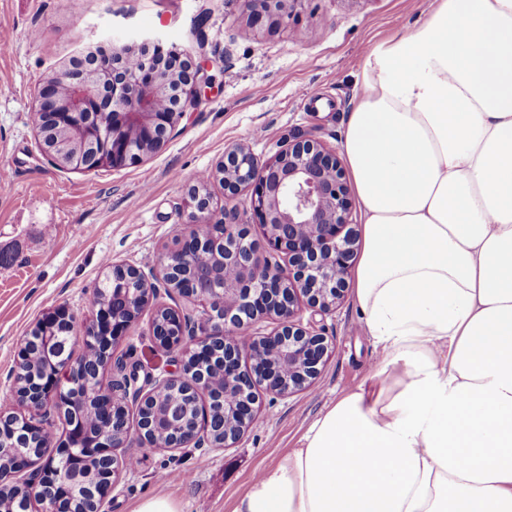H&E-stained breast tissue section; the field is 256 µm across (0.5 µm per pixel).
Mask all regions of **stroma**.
I'll list each match as a JSON object with an SVG mask.
<instances>
[{"mask_svg": "<svg viewBox=\"0 0 512 512\" xmlns=\"http://www.w3.org/2000/svg\"><path fill=\"white\" fill-rule=\"evenodd\" d=\"M432 0H303L281 27L244 36L238 0H0V393L9 391L18 350L43 314L59 305L84 332L109 262L160 273L188 222L187 191L225 149L247 144L265 162L299 134L340 150L361 91V65L376 42L421 23ZM157 35L204 63L211 84L164 147L126 167L74 172L43 153L34 124L44 80L85 45ZM333 352L315 387L262 410L236 447L145 448L105 498L102 512H132L154 495L177 512H233L263 468L279 463L336 398L363 383L384 354L365 336L353 294L335 311H304ZM144 312L117 345L139 367L138 387L177 371ZM171 471L188 473L170 481Z\"/></svg>", "mask_w": 512, "mask_h": 512, "instance_id": "obj_1", "label": "stroma"}]
</instances>
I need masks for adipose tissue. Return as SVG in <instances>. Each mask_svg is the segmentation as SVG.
Returning <instances> with one entry per match:
<instances>
[{"mask_svg":"<svg viewBox=\"0 0 512 512\" xmlns=\"http://www.w3.org/2000/svg\"><path fill=\"white\" fill-rule=\"evenodd\" d=\"M341 147L386 359L235 512H512V0L371 47Z\"/></svg>","mask_w":512,"mask_h":512,"instance_id":"adipose-tissue-1","label":"adipose tissue"}]
</instances>
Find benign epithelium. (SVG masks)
<instances>
[{"label":"benign epithelium","mask_w":512,"mask_h":512,"mask_svg":"<svg viewBox=\"0 0 512 512\" xmlns=\"http://www.w3.org/2000/svg\"><path fill=\"white\" fill-rule=\"evenodd\" d=\"M248 14L244 34L261 29L265 22L282 23L300 0H240ZM175 50L161 43L153 52L137 42L114 43L105 48L85 47L90 66L63 65L48 78L38 93L37 132L44 153L56 165L84 171L99 160L112 167L141 162L159 151L167 132L199 101L200 89L210 78L201 66H179L171 61ZM224 186V198H249L263 241L250 236L248 225L239 223L236 207L224 208V219L201 224L209 213L211 197L202 184L188 190L189 225L178 249L162 262V280L172 288L209 261L217 245L224 247V268L234 270L233 280L219 287L211 277L190 280L177 292L190 307L175 312L161 325L152 326L156 343L177 351L180 369L155 377L138 407L153 406L155 391L163 386H184L197 402L209 405L211 374L224 376V438L217 440L211 428L182 430L169 442L170 448L193 444L213 450L231 448L249 430L259 413L256 389L265 388L278 398H287L315 383L332 353L327 337L302 323L304 308L325 315L344 298L347 278L354 267L357 236L351 227L354 191L342 163L333 150L310 136L294 138L288 147L260 164L250 149L233 146L224 162L209 172ZM106 278L112 279L114 309L127 303L136 282L149 305L158 288L138 268L114 263ZM277 321L269 333L251 328L265 319ZM46 320L74 325L75 315L61 305L46 313ZM220 346L219 361L209 358L194 366L185 355H199ZM60 365L50 380L35 382L15 394L21 407L34 413L61 403V379L100 376L101 365L84 367L82 358L58 356ZM249 365H242L243 361ZM30 434L47 438L44 428L29 427L27 415L0 413V497L17 491V497L33 502L44 497L43 481L56 469V457L12 449L18 425ZM123 444L100 437L98 447L88 448L80 462L59 479L69 495L77 486L99 489L96 512L120 475L128 468L116 450ZM109 471L112 479L98 486L99 475Z\"/></svg>","instance_id":"benign-epithelium-1"}]
</instances>
